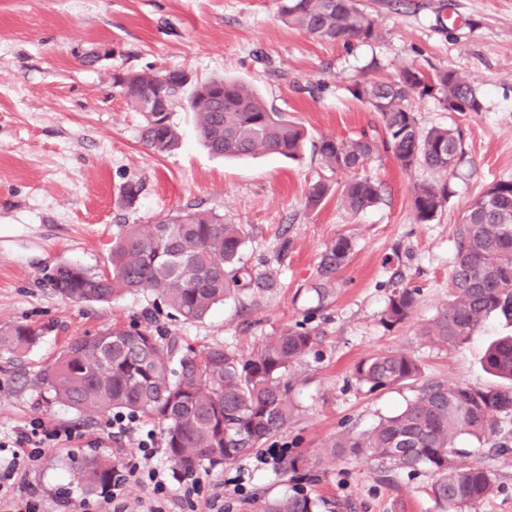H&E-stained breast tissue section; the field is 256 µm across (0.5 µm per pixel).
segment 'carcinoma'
<instances>
[{"label": "carcinoma", "mask_w": 512, "mask_h": 512, "mask_svg": "<svg viewBox=\"0 0 512 512\" xmlns=\"http://www.w3.org/2000/svg\"><path fill=\"white\" fill-rule=\"evenodd\" d=\"M285 22L327 41L373 40L378 20L358 0H281ZM115 83L133 107L142 110L143 96L159 84V73L127 72ZM350 92L378 114L375 132L353 137L322 136L314 144L330 170L353 174L336 188L338 202L359 213L376 205L381 187L360 175L365 165L387 153L403 170L423 165L443 179L414 188L415 219L428 223L448 200V181L465 157L463 136L452 128L423 130L409 102L434 95L448 112H478L476 89L455 71L430 77L412 69L393 81L357 82ZM203 144L214 155L247 157L261 153L290 159L302 155L308 133L288 115L267 106L248 85L224 77L196 83L189 95ZM144 113L141 139L165 153L179 143L177 127ZM329 186L317 181L306 196L318 206ZM245 232L240 224L202 210L167 215L145 233L130 224L112 241L109 267L92 272L58 264L49 274L51 287L75 303H104L126 293H150L187 321L203 319L224 299L248 293L254 299L274 284L268 275L254 277L238 267ZM353 251L346 236L325 254L323 283L317 298L328 292L329 278L344 267ZM416 288L397 283L388 298L383 322H408L417 305ZM512 325V179L499 180L464 210L457 251L448 278V304L422 330L442 348L470 341L488 319ZM40 330L28 325L0 326V348L16 356L34 346ZM315 337L286 328L244 355L221 344L194 347L175 336L162 341L151 328L130 331L108 327L93 336L71 340L39 382L52 401L85 418L110 413L143 417L160 424L171 463L195 471L248 455L271 436L288 428L294 417L289 397L291 369L312 349ZM486 371L506 384L476 388L466 384H422L396 413L371 429L340 436L335 447L353 455L368 452L383 463L413 470L425 466L433 474L430 494L441 512H466L498 491L493 470L480 460H467L458 443L486 442L501 419L512 416V334L486 349ZM357 380L369 390L394 389L421 378L418 361L402 352L362 360ZM115 463L98 455L85 457L81 483L89 493L112 484ZM324 502L300 491L266 500L263 512H322Z\"/></svg>", "instance_id": "1"}]
</instances>
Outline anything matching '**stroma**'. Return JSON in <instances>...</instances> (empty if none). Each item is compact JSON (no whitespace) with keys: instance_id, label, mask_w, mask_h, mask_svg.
<instances>
[{"instance_id":"35a3bbf8","label":"stroma","mask_w":512,"mask_h":512,"mask_svg":"<svg viewBox=\"0 0 512 512\" xmlns=\"http://www.w3.org/2000/svg\"><path fill=\"white\" fill-rule=\"evenodd\" d=\"M380 35L369 42H328L289 27L280 0H0V326L41 330L23 356L0 350V435L39 421L79 433L48 448L23 480L37 492L36 512H58L62 500L87 493L76 467L92 453L137 449L113 437L108 419L82 420L62 405L46 406L36 376L67 343L104 327L151 325L192 344H222L250 353L281 330H311L316 342L295 367V407L288 428L268 440L294 467L247 456L199 468L204 486L224 488L223 512H260L263 501L301 490L350 502L352 512H440L428 493V469L383 471L368 455H339L346 432L371 429L412 398V387L371 392L355 367L371 355L397 351L418 360L423 381L496 385L485 372L486 347L512 333L488 319L467 343L450 349L421 336L448 301V277L459 219L494 180L512 178V0H360ZM110 57L94 59L100 45ZM178 67L204 81L229 76L254 88L310 140L347 136L379 124L377 113L349 92L355 82L398 79L404 69L424 75L451 69L478 91L477 112H448L434 96L416 97L421 128L463 133L465 162L449 180L451 194L433 221L417 223L413 187L437 180L418 166L402 170L388 155L366 175L382 187L379 203L358 214L335 198L309 208L315 181H344L313 149L302 159L275 155L217 157L203 146L186 98L173 108L178 149L155 153L140 137L144 116L117 93V71ZM140 186L133 204L121 199ZM186 208L243 225L240 265L270 273L277 288L259 305L247 295L216 305L200 321H184L151 294H125L105 303L75 304L56 294L46 275L68 263L107 268L117 233ZM351 238L349 263L331 277L318 301L321 261L339 236ZM418 288L405 324L382 320L393 283ZM495 441H462L471 458L494 470L499 490L477 512H512V417Z\"/></svg>"}]
</instances>
